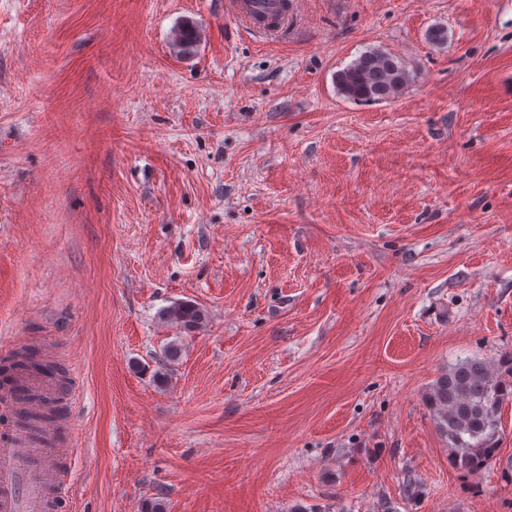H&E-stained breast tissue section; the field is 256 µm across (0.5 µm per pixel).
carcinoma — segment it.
<instances>
[{"instance_id":"cac0c4a2","label":"carcinoma","mask_w":512,"mask_h":512,"mask_svg":"<svg viewBox=\"0 0 512 512\" xmlns=\"http://www.w3.org/2000/svg\"><path fill=\"white\" fill-rule=\"evenodd\" d=\"M199 42L194 21L185 20L175 34L177 53L190 56ZM405 63L389 52L369 48L336 72V88L357 102L387 101L410 82ZM163 318L183 330L207 321L204 308L176 301L162 310ZM512 397V353L492 365L484 359L466 358L448 367L431 385L428 402L438 430L448 440V459L466 474H475L497 457L500 410Z\"/></svg>"}]
</instances>
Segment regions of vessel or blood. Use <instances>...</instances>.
I'll return each mask as SVG.
<instances>
[{"mask_svg":"<svg viewBox=\"0 0 512 512\" xmlns=\"http://www.w3.org/2000/svg\"><path fill=\"white\" fill-rule=\"evenodd\" d=\"M73 453L45 447L23 428L0 430V512H56L68 492Z\"/></svg>","mask_w":512,"mask_h":512,"instance_id":"obj_1","label":"vessel or blood"}]
</instances>
